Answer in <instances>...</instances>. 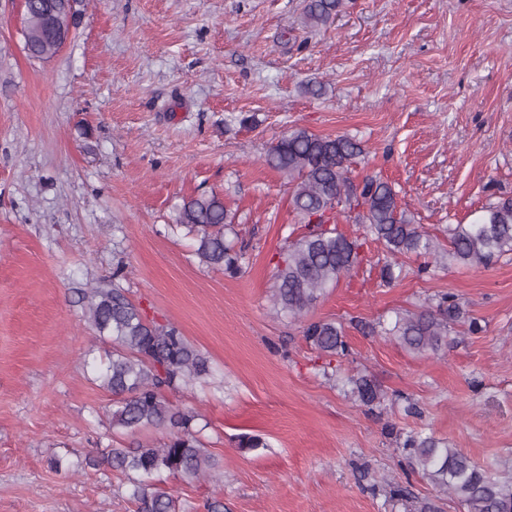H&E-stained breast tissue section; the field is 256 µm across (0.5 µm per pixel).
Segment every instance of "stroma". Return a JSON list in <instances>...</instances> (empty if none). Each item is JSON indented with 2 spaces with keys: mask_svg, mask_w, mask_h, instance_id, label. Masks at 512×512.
<instances>
[{
  "mask_svg": "<svg viewBox=\"0 0 512 512\" xmlns=\"http://www.w3.org/2000/svg\"><path fill=\"white\" fill-rule=\"evenodd\" d=\"M345 2L312 28L303 0H82L72 38L39 61L23 0H0V512H132L121 474L48 466L167 439L105 415L108 346L81 292L117 269L148 320L210 360L205 382L168 395L200 414L222 469L167 479L183 512L210 497L224 512H463L398 449L417 432L512 475V258L423 273L406 257L386 284L371 241L307 319L272 310L297 223L287 179L262 158L289 130L359 140L352 179L387 181L443 244L512 197V0ZM204 193L236 214L237 274L167 230ZM441 293L466 311L446 351L417 356L382 334ZM309 320L341 323L347 355L319 358ZM357 373L386 394L374 411L350 394Z\"/></svg>",
  "mask_w": 512,
  "mask_h": 512,
  "instance_id": "obj_1",
  "label": "stroma"
}]
</instances>
